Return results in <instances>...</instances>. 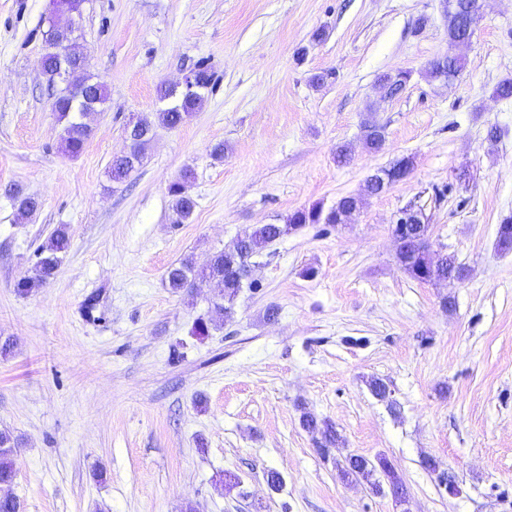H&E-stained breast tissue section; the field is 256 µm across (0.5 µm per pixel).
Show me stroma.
<instances>
[{"instance_id": "1", "label": "stroma", "mask_w": 512, "mask_h": 512, "mask_svg": "<svg viewBox=\"0 0 512 512\" xmlns=\"http://www.w3.org/2000/svg\"><path fill=\"white\" fill-rule=\"evenodd\" d=\"M50 10L0 0V431L18 441L8 492L23 512H512V251L497 246L512 215V99L493 95L512 78V0H484L458 48L468 65L447 82L424 75L448 52L441 0H84L78 43L108 97L75 157L60 150L41 68ZM200 66L213 75L202 104L156 128L141 165L112 182L127 125ZM399 70L411 80L382 98L378 77ZM368 120L385 129L377 153ZM493 125L506 131L496 142ZM407 155V179L366 194L368 175ZM188 169L197 206L175 224L169 187ZM9 185L39 199L32 217ZM344 196L363 199L352 222L271 244L261 290L231 319L214 317L213 289L167 287L182 258L204 265L259 225ZM410 205L433 249L469 268L464 281L421 283L398 265L391 229ZM60 224L71 245L55 278L18 295ZM200 317L208 335L193 333ZM374 377L389 400L370 392ZM306 411L335 426L336 447L320 451ZM350 454L386 456L405 507L342 480Z\"/></svg>"}]
</instances>
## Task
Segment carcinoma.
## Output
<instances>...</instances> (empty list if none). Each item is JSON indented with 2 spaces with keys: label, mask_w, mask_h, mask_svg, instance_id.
I'll return each instance as SVG.
<instances>
[{
  "label": "carcinoma",
  "mask_w": 512,
  "mask_h": 512,
  "mask_svg": "<svg viewBox=\"0 0 512 512\" xmlns=\"http://www.w3.org/2000/svg\"><path fill=\"white\" fill-rule=\"evenodd\" d=\"M468 7V0H459V8L448 17V45H453L460 28L467 21L464 12ZM467 59L448 54V62L444 66L430 65L426 69V77L440 79L451 78L465 68ZM411 78V72L402 71L395 75L385 74L379 78V89L383 96L395 95L403 84ZM51 96L55 100L53 109L56 120L62 126L60 147L62 151L72 157L79 155L92 133L89 123L83 121L81 113L76 112L70 105V100L77 93L89 95L96 104L101 105L107 99L106 86L93 79L88 69V63L79 57H74L70 63L67 85L63 88L50 86ZM203 101V96L188 97L182 95L176 98L168 107L156 113L155 121L140 119L133 124L128 135L130 141L129 154L133 160L131 166H111L112 180L120 182L125 179L140 163L147 145L152 139L153 129L159 125L165 128H176ZM363 140L365 145L374 151L381 149L385 141L384 128L366 122L363 125ZM413 168V158L406 156L398 160L392 167L382 170L371 176L369 183L370 194L382 193L388 185L395 182L402 172H410ZM172 197V223L182 224L193 213L196 202L188 195L183 184L177 182L169 188ZM18 214L22 217L33 215L40 207L38 199L25 195L21 191L12 192ZM361 199L344 196L328 211L312 207L294 211L284 224H263L250 233L237 237L232 244L215 252L207 265L198 267L193 258L185 257L171 265L166 271V280L169 288L175 293L186 291L192 293L205 287L210 279H220L224 282V297L214 301L216 313L231 318L234 314V304L243 288H260L259 283L243 281L238 271L252 264V259L259 256L276 240L293 230L307 224H349L352 217L360 209ZM407 231L397 246L396 260L404 271L414 280L424 283L434 279H442L448 283L461 281L466 278L464 265L457 261L453 255L432 250L426 230L406 221ZM71 244L69 226L57 225L47 240L36 251V262L32 268V275L16 284V293L25 296L32 289L40 287L52 280L58 271L61 255L66 253ZM497 247L503 251L512 250V216L504 219L497 232ZM301 425L311 432H319L324 440L323 447L329 448L338 442V436L333 424L327 420L319 419L310 412L301 415ZM17 440L7 431L0 432V478L5 479L15 474L13 465V452ZM342 477L359 478L370 486L371 490L379 494L383 484H388L392 490L395 501L402 504L407 500L406 487L401 477L392 467L389 460L380 456L371 461L363 456L351 455L345 458L340 468Z\"/></svg>",
  "instance_id": "1"
}]
</instances>
